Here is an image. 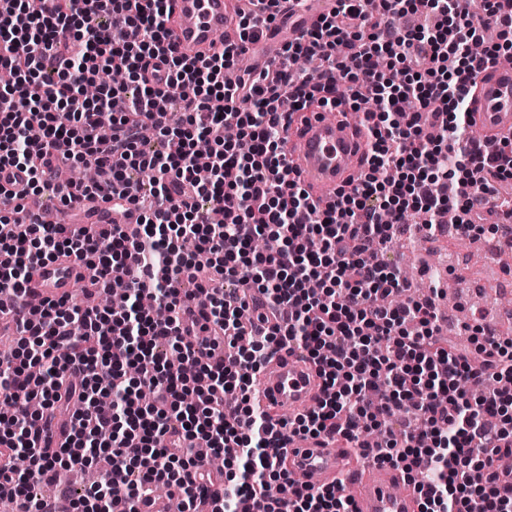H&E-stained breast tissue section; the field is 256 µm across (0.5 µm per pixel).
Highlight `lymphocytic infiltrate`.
I'll use <instances>...</instances> for the list:
<instances>
[{
  "instance_id": "obj_1",
  "label": "lymphocytic infiltrate",
  "mask_w": 512,
  "mask_h": 512,
  "mask_svg": "<svg viewBox=\"0 0 512 512\" xmlns=\"http://www.w3.org/2000/svg\"><path fill=\"white\" fill-rule=\"evenodd\" d=\"M250 2L236 13L237 41L187 59L170 53L169 0H0V69L15 74L0 88V194L118 197L140 211L131 232L0 218V317L45 259L92 268L97 293L127 290L114 310L48 302L18 323V346L0 350V492L20 512H116L162 485L180 494L179 512H198L216 485L220 512H239L244 498L263 512H353L335 488L276 467L291 433L356 442L362 458L419 474L420 512H512V481L487 473L484 454H512V415L500 391L471 395L512 379V339L481 342L477 324L473 351L442 343L438 289L416 299L377 259L412 213L435 230L450 218L465 235L483 232L472 189L512 218L497 191L512 181V142L491 154L465 138L477 77L512 52V0H486L479 14L471 0H336L283 45L278 65L228 83L247 47L303 6ZM489 28L500 42L472 54ZM302 56L319 70L297 71ZM107 68L126 82L81 95ZM313 105L361 113L369 145L366 170L324 210L284 151L292 112ZM147 126L161 150H142ZM76 163L98 181L60 182V167ZM136 169L152 171L149 190L131 179ZM19 172L25 186L6 189ZM261 237L278 249L254 252ZM165 345L194 376L170 370ZM294 347L316 366L321 396L276 420L252 400L250 379ZM75 402L82 411L55 438L52 418ZM372 429L382 441L361 442ZM202 445L232 473L212 471ZM101 463L106 480L68 504L31 491Z\"/></svg>"
}]
</instances>
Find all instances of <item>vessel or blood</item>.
Masks as SVG:
<instances>
[{
    "instance_id": "b4317fda",
    "label": "vessel or blood",
    "mask_w": 512,
    "mask_h": 512,
    "mask_svg": "<svg viewBox=\"0 0 512 512\" xmlns=\"http://www.w3.org/2000/svg\"><path fill=\"white\" fill-rule=\"evenodd\" d=\"M227 0H172L174 33L171 46L178 55H212L222 52L218 36L230 31L233 20ZM472 103L477 137L512 139V68H493L477 80ZM288 157L298 169L305 188L319 206L332 203L338 190L365 166L368 155L364 132L343 119L325 118L323 111L309 109L305 119H293L286 134ZM27 284L32 304L69 297L75 280L86 267L74 258H59L35 267ZM253 392L271 415L282 410L311 409L321 394V381L300 353L279 352L258 377ZM283 463L292 479L313 487L335 486L350 497L355 512H419V499L404 474L390 466L371 468L356 477L353 448L338 449L324 438L291 437Z\"/></svg>"
}]
</instances>
